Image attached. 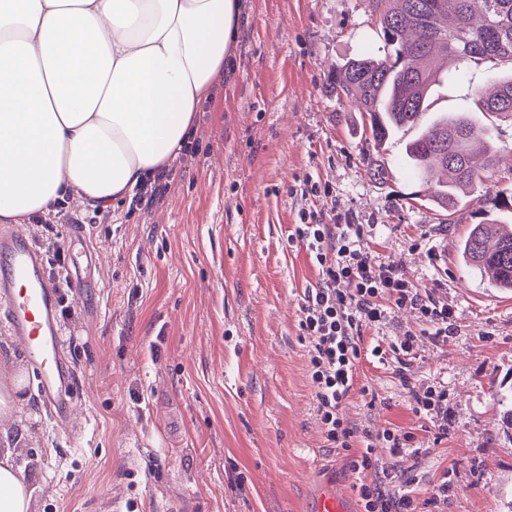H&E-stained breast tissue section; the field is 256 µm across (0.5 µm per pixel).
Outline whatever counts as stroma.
<instances>
[{
	"instance_id": "35a3bbf8",
	"label": "stroma",
	"mask_w": 512,
	"mask_h": 512,
	"mask_svg": "<svg viewBox=\"0 0 512 512\" xmlns=\"http://www.w3.org/2000/svg\"><path fill=\"white\" fill-rule=\"evenodd\" d=\"M243 5L232 72L197 112L199 147L171 166L163 203L99 210L71 195L47 218L68 255L70 226L85 225L96 260L64 298L77 437L57 430L32 381L19 391L14 417L29 435L14 454L38 484L32 512H299L323 474L352 487L349 451L324 438L298 328L318 280L288 244L304 211L363 225L372 257L455 311L444 338L409 306L365 329L363 347L382 354L361 362L341 417L414 436L419 453L375 456L413 483L420 512H512V291L459 261L472 225L500 218L512 193V122L489 126L502 160L484 189L438 209L403 168V141L375 146L331 78L381 52L370 0ZM491 80L487 63H470L464 80L433 86L429 109L463 111ZM408 330L404 362L393 347ZM429 386L448 395L447 428L414 411ZM445 477L447 503L429 505Z\"/></svg>"
}]
</instances>
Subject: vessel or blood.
I'll return each instance as SVG.
<instances>
[{
  "label": "vessel or blood",
  "mask_w": 512,
  "mask_h": 512,
  "mask_svg": "<svg viewBox=\"0 0 512 512\" xmlns=\"http://www.w3.org/2000/svg\"><path fill=\"white\" fill-rule=\"evenodd\" d=\"M0 323L22 344L45 407L68 424L78 393L74 367L62 354L59 291L48 276L44 249L21 225L0 230ZM347 510V494L334 488L310 505V512Z\"/></svg>",
  "instance_id": "obj_1"
}]
</instances>
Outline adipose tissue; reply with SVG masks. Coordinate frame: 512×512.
Wrapping results in <instances>:
<instances>
[{
    "instance_id": "obj_1",
    "label": "adipose tissue",
    "mask_w": 512,
    "mask_h": 512,
    "mask_svg": "<svg viewBox=\"0 0 512 512\" xmlns=\"http://www.w3.org/2000/svg\"><path fill=\"white\" fill-rule=\"evenodd\" d=\"M239 0H0V222L23 224L75 194L108 209L181 154L195 114L231 68ZM20 381L0 376V441ZM33 489L0 456V512Z\"/></svg>"
}]
</instances>
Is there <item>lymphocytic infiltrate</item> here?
I'll return each mask as SVG.
<instances>
[{
	"label": "lymphocytic infiltrate",
	"instance_id": "f902f5d3",
	"mask_svg": "<svg viewBox=\"0 0 512 512\" xmlns=\"http://www.w3.org/2000/svg\"><path fill=\"white\" fill-rule=\"evenodd\" d=\"M364 227L336 224L314 213H301L291 242L304 248L318 272V284L308 289L300 307L299 330L313 337L310 378L316 411L328 442L350 448L353 439L362 446L352 462L354 487L362 512H418L413 487L389 491L392 478L378 472L373 457L376 445L390 454L410 449L413 438L393 429L373 433L344 422L339 411L353 389L358 366L365 354L379 356V348L364 350L365 328L386 316V303L411 306L435 336H447L455 312L452 307L421 295L393 265L376 261L361 248Z\"/></svg>",
	"mask_w": 512,
	"mask_h": 512
}]
</instances>
